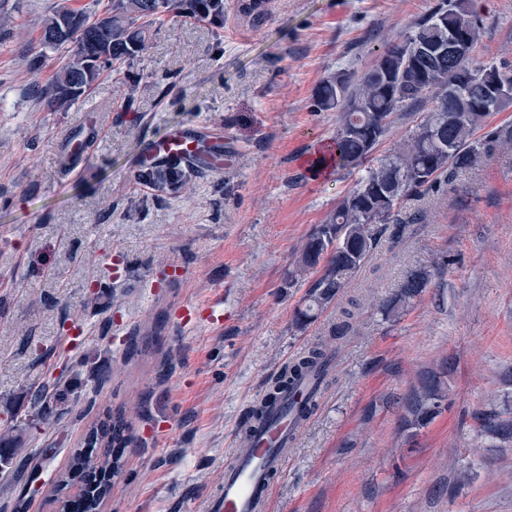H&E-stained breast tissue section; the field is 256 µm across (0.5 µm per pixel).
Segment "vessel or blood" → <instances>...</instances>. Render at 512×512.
<instances>
[{
  "mask_svg": "<svg viewBox=\"0 0 512 512\" xmlns=\"http://www.w3.org/2000/svg\"><path fill=\"white\" fill-rule=\"evenodd\" d=\"M170 160L214 173L224 169L222 153L206 150L204 135L190 126L151 142L142 157L146 165ZM297 432L285 401L269 403L263 420L239 438L233 461L224 467L223 489L209 512H268L271 485L288 462Z\"/></svg>",
  "mask_w": 512,
  "mask_h": 512,
  "instance_id": "obj_1",
  "label": "vessel or blood"
}]
</instances>
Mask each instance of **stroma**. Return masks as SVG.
Listing matches in <instances>:
<instances>
[{
    "label": "stroma",
    "instance_id": "1",
    "mask_svg": "<svg viewBox=\"0 0 512 512\" xmlns=\"http://www.w3.org/2000/svg\"><path fill=\"white\" fill-rule=\"evenodd\" d=\"M90 0H0V426L30 408L27 386L73 384L27 428L39 490L0 472V512H51L94 410L125 405L139 437L103 512H207L244 419L302 348L335 340L334 378L303 425L269 512H512V446L477 412H512V151L456 173L397 246L382 243L337 303L304 331L306 288L288 270L361 172L312 177L301 160L331 140L316 107L328 76L359 73L436 0H268L265 19L224 0V26L177 18L84 102L48 109L37 90L62 65L40 54L44 18ZM475 57L512 64V0H482ZM97 123L85 156L63 138ZM197 123L224 137V170L194 168L176 195L137 184L143 147ZM181 264V278L165 277ZM430 273L400 318L380 307L408 271ZM198 323H180L186 305ZM453 357L446 409L399 434L417 375ZM108 370L98 384L93 368Z\"/></svg>",
    "mask_w": 512,
    "mask_h": 512
}]
</instances>
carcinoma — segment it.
<instances>
[{
  "mask_svg": "<svg viewBox=\"0 0 512 512\" xmlns=\"http://www.w3.org/2000/svg\"><path fill=\"white\" fill-rule=\"evenodd\" d=\"M78 16L83 30L62 29V21ZM206 20L224 26V0H109L100 13L88 9H60L45 19L41 53H60L65 63L53 82L40 90L47 105L65 108L85 95L101 72L133 61L143 50L153 29L167 18ZM484 28V13L474 0H438L399 39L386 43L374 64L357 75L342 72L321 82L317 106L338 112L336 135L329 147L333 163L341 168L366 166L354 188L329 213L302 244L288 271V287L311 282L303 307L295 314L294 328L304 330L326 310L372 258L383 235L397 244L417 215H401L402 204L456 171L469 170L495 149H512V130L490 139L476 137L491 112L512 103V95L488 107L492 84L483 77L491 70L502 84L512 85V67L480 63L473 53ZM418 41L423 49L413 55L408 45ZM405 116L411 127L388 151L374 155L368 136L378 143ZM189 173L179 165L163 170L147 167L137 181L178 191ZM429 276L410 271L385 304L388 318L402 314L405 305L427 288ZM334 355L326 343L317 342L284 365L268 387L266 400L285 394L305 395L303 402L288 404L300 425L315 411L322 386L332 372ZM453 358L422 372L404 400L400 431H416L432 422L429 402L437 395L448 398L447 377ZM46 389L33 392L28 422L49 409ZM479 427L502 444H512V418L476 414ZM10 427L0 432V465L6 467L24 452ZM135 444L126 410L106 408L92 420L81 445L71 451L66 468L56 477L50 502L54 512H72L79 502L82 512H102L112 482L123 475L122 455L116 448Z\"/></svg>",
  "mask_w": 512,
  "mask_h": 512,
  "instance_id": "cac0c4a2",
  "label": "carcinoma"
}]
</instances>
